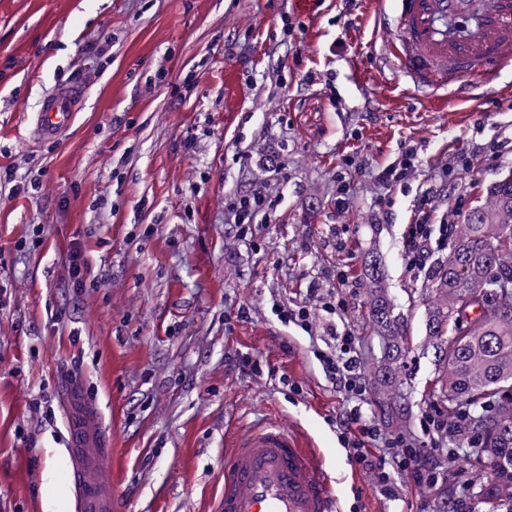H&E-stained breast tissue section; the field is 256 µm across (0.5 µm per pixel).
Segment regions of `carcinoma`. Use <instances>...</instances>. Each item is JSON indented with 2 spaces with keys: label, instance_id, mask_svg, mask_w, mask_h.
Here are the masks:
<instances>
[{
  "label": "carcinoma",
  "instance_id": "obj_1",
  "mask_svg": "<svg viewBox=\"0 0 512 512\" xmlns=\"http://www.w3.org/2000/svg\"><path fill=\"white\" fill-rule=\"evenodd\" d=\"M367 316L381 339L372 388L398 434L407 318L394 312L376 255L365 265ZM425 343L433 356L432 393L448 419V463L457 449L484 473L465 492L471 510L512 512V173L490 184L462 215L454 246L430 277ZM431 512H450L448 489L432 491Z\"/></svg>",
  "mask_w": 512,
  "mask_h": 512
}]
</instances>
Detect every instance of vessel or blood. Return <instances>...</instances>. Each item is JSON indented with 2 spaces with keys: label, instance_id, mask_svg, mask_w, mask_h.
I'll return each mask as SVG.
<instances>
[{
  "label": "vessel or blood",
  "instance_id": "obj_1",
  "mask_svg": "<svg viewBox=\"0 0 512 512\" xmlns=\"http://www.w3.org/2000/svg\"><path fill=\"white\" fill-rule=\"evenodd\" d=\"M381 15L382 58L435 111L478 102L512 70V0H391ZM79 94L61 88L44 100L39 137H57L71 126ZM68 400V481L76 508L112 512L111 451L80 394L70 391ZM219 512H339L336 481L301 434L280 421L264 422L230 436Z\"/></svg>",
  "mask_w": 512,
  "mask_h": 512
}]
</instances>
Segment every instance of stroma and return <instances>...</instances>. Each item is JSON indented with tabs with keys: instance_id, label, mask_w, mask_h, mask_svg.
I'll use <instances>...</instances> for the list:
<instances>
[{
	"instance_id": "1",
	"label": "stroma",
	"mask_w": 512,
	"mask_h": 512,
	"mask_svg": "<svg viewBox=\"0 0 512 512\" xmlns=\"http://www.w3.org/2000/svg\"><path fill=\"white\" fill-rule=\"evenodd\" d=\"M287 10L0 0V174L20 187L0 198V512H74L73 385L112 450V512H217L225 437L269 419L320 449L341 512H427L429 489L408 473L391 503L350 461L336 433L347 398L315 357L329 341L320 301L342 300L338 326L371 376V251L409 319L407 440L449 497L479 478L424 427L442 412L423 346L430 273L408 270L402 241L422 198L432 223L453 225L512 172V96L500 93L512 71L474 111L437 112L380 72L367 0H324L308 21L283 22ZM71 84L83 90L72 127L38 138L44 97ZM411 146L414 171L382 181ZM252 190L271 206L243 236L232 205ZM75 251L88 271L74 273ZM276 302L307 305L311 329L278 321Z\"/></svg>"
}]
</instances>
